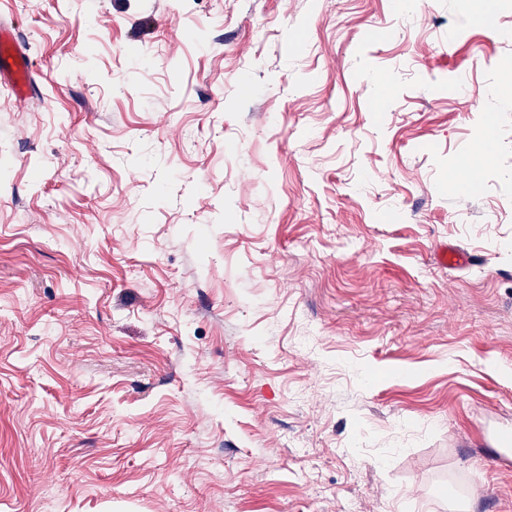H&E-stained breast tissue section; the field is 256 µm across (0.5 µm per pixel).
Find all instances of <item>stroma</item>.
<instances>
[{"label":"stroma","instance_id":"obj_1","mask_svg":"<svg viewBox=\"0 0 512 512\" xmlns=\"http://www.w3.org/2000/svg\"><path fill=\"white\" fill-rule=\"evenodd\" d=\"M0 23V512H512V0ZM1 70L3 69V63L6 57L12 58L13 66V87L16 91L21 92L25 86V73L28 69V61L22 56L17 50L9 47L8 42L4 40L3 32L1 31ZM5 54V56H4Z\"/></svg>","mask_w":512,"mask_h":512}]
</instances>
